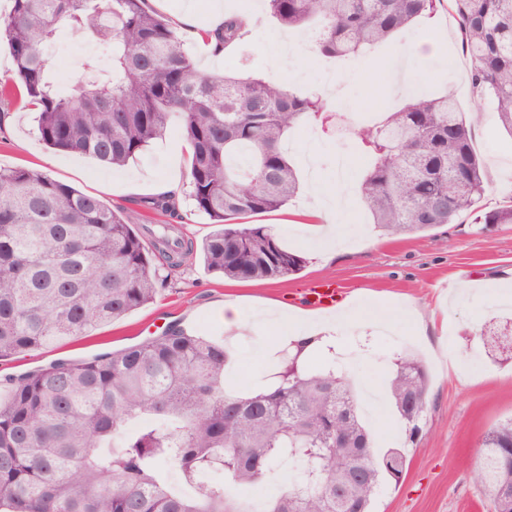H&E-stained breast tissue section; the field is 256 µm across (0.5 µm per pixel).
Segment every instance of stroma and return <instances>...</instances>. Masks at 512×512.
Masks as SVG:
<instances>
[{"instance_id":"obj_1","label":"stroma","mask_w":512,"mask_h":512,"mask_svg":"<svg viewBox=\"0 0 512 512\" xmlns=\"http://www.w3.org/2000/svg\"><path fill=\"white\" fill-rule=\"evenodd\" d=\"M149 4L171 18L204 69L220 71L233 60L240 69L284 81L297 92L320 77L322 60L300 36L292 41L296 51L287 70L269 66L268 54L281 27L267 17L263 0L250 4L259 25L243 42L219 53L201 36L213 23L209 0H149ZM418 43L444 47L451 69L413 53ZM459 45L457 23L442 11L396 34L371 59L340 68L338 77L353 104L368 106L374 97L391 94L387 65L403 56L420 90L436 94L453 87L461 109L470 112L476 104ZM38 136L35 112L21 103L0 100L1 168L43 171L124 209L139 224L168 223V215L146 209L144 202L156 195L158 183L172 181L179 194L182 233L199 243L213 231L190 195L188 143L179 122H172L136 161L118 169L44 146L35 153L22 146V138ZM474 142L488 167L489 187L481 206L489 211L512 197V137L500 128L495 113L487 111ZM299 175L295 199L279 211L253 218L254 223L272 225L284 244L304 257L299 274L268 281L229 280L207 271L201 254L193 253L180 267L167 271L166 283L153 303L91 335L0 360V375L45 368L58 359L83 360L116 351L158 335L171 322L222 340L226 337L223 307L230 301L237 305L243 325L233 343L231 369L237 377L230 385L246 394L280 367L277 360L255 350L260 339L270 347L278 344L271 331L250 330L261 308L284 306L312 280H331L346 289V304L365 294L376 300L353 321H342L337 332V353L351 363L358 387L381 385L396 358L407 351L423 359L430 378L431 402L414 439H407L389 406H382L380 419L370 422L377 448H401L407 457L401 482L380 488L373 512H491L474 470L486 430L512 418V364L503 363L484 340L485 333L512 326V304L501 305L494 294L495 285L512 270V224L484 228L475 224L473 214L464 213L455 223L430 232L385 237L370 222L354 223V213L363 209L354 196L335 216V246L325 249L319 226L295 223L296 213L311 203L308 172L303 169Z\"/></svg>"}]
</instances>
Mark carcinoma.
Listing matches in <instances>:
<instances>
[{
	"mask_svg": "<svg viewBox=\"0 0 512 512\" xmlns=\"http://www.w3.org/2000/svg\"><path fill=\"white\" fill-rule=\"evenodd\" d=\"M0 22L24 91L50 148L122 167L181 119L190 144L189 184L215 230L200 245L175 224H135L121 209L34 169L0 168V360L83 336L153 302L157 262L179 265L200 250L227 279L263 281L299 273L305 260L265 224L299 190L285 150L303 120L344 123L321 90L297 93L251 75L202 70L172 20L148 0H10ZM450 7L469 55L476 101H489L512 136V0H265L286 29L316 32L317 52L362 56L395 33ZM252 18L238 10L209 33L214 49L240 42ZM77 33L107 54L86 63L83 86L46 48ZM478 114L452 89L414 97L379 122L351 130L366 151L360 201L386 235L425 233L478 209L487 191L475 149ZM150 208L176 216L174 195ZM512 224V201L476 216ZM228 354L177 323L159 335L85 361L0 378V507L7 512H251L248 491L280 464L306 466L300 486L264 512H337L336 488L371 512L385 466L405 471L398 448L379 454L349 375L288 356L268 389H226ZM387 397L409 438L430 403L423 362L397 358ZM475 477L489 492L512 484V419L483 436Z\"/></svg>",
	"mask_w": 512,
	"mask_h": 512,
	"instance_id": "carcinoma-1",
	"label": "carcinoma"
}]
</instances>
